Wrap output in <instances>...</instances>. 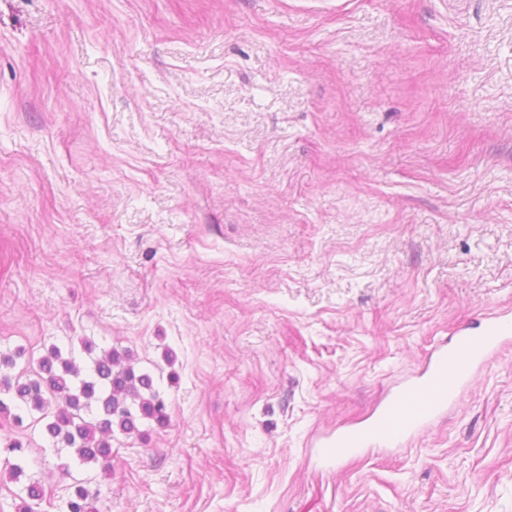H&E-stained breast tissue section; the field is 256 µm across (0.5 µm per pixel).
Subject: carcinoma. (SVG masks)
<instances>
[{"instance_id": "1", "label": "carcinoma", "mask_w": 512, "mask_h": 512, "mask_svg": "<svg viewBox=\"0 0 512 512\" xmlns=\"http://www.w3.org/2000/svg\"><path fill=\"white\" fill-rule=\"evenodd\" d=\"M81 346L90 359L84 370L52 346L21 375L0 374V415L21 424L23 417L12 409L35 413L33 425H42L54 445L74 449L84 463L105 465L115 434L142 437L144 420L166 426L167 407L153 375L137 369L129 351L114 347L98 353L89 338ZM24 493L18 512H36L43 486L32 480ZM64 512H95L84 485H74Z\"/></svg>"}]
</instances>
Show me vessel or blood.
Returning <instances> with one entry per match:
<instances>
[{
  "label": "vessel or blood",
  "mask_w": 512,
  "mask_h": 512,
  "mask_svg": "<svg viewBox=\"0 0 512 512\" xmlns=\"http://www.w3.org/2000/svg\"><path fill=\"white\" fill-rule=\"evenodd\" d=\"M504 334L502 320L491 321L480 336L458 337L436 347L415 380L389 399L367 423L328 436L321 453L329 459L350 454L373 440L407 437L421 430L462 385L469 368L494 350Z\"/></svg>",
  "instance_id": "vessel-or-blood-1"
}]
</instances>
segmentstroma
I'll use <instances>...</instances> for the list:
<instances>
[{"label": "stroma", "instance_id": "stroma-1", "mask_svg": "<svg viewBox=\"0 0 512 512\" xmlns=\"http://www.w3.org/2000/svg\"><path fill=\"white\" fill-rule=\"evenodd\" d=\"M507 341L341 459L459 331ZM131 350L112 464L0 416V512H512V0H0V352ZM73 488L63 512H95V506L85 486L78 483Z\"/></svg>", "mask_w": 512, "mask_h": 512}]
</instances>
